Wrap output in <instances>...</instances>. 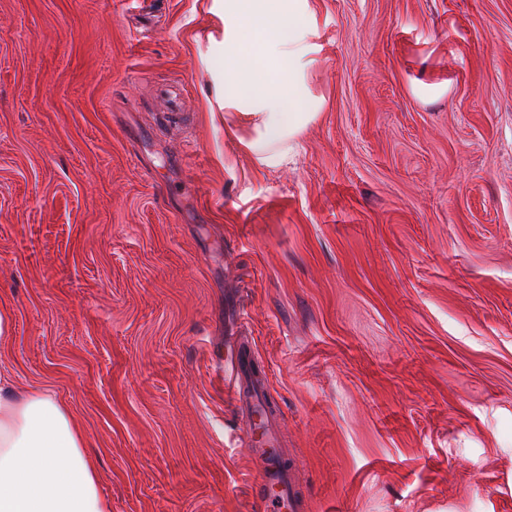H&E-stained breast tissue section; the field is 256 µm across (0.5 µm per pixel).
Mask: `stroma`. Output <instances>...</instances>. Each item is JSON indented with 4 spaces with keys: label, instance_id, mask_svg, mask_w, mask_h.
<instances>
[{
    "label": "stroma",
    "instance_id": "stroma-1",
    "mask_svg": "<svg viewBox=\"0 0 512 512\" xmlns=\"http://www.w3.org/2000/svg\"><path fill=\"white\" fill-rule=\"evenodd\" d=\"M309 3L319 114L258 171L211 0H0V372L112 512H259L236 326L301 512H512V0Z\"/></svg>",
    "mask_w": 512,
    "mask_h": 512
}]
</instances>
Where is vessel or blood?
I'll return each instance as SVG.
<instances>
[{
  "mask_svg": "<svg viewBox=\"0 0 512 512\" xmlns=\"http://www.w3.org/2000/svg\"><path fill=\"white\" fill-rule=\"evenodd\" d=\"M245 370L246 361L238 337H225L224 387L241 405L245 421L243 435L260 463L252 490L260 499L264 512H298L299 496L293 476L278 463V433L273 424L279 415L270 406L264 388L244 389Z\"/></svg>",
  "mask_w": 512,
  "mask_h": 512,
  "instance_id": "1",
  "label": "vessel or blood"
}]
</instances>
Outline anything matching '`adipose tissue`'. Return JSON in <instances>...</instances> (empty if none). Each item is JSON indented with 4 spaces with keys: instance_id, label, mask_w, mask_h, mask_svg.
I'll return each instance as SVG.
<instances>
[{
    "instance_id": "ef3b65f1",
    "label": "adipose tissue",
    "mask_w": 512,
    "mask_h": 512,
    "mask_svg": "<svg viewBox=\"0 0 512 512\" xmlns=\"http://www.w3.org/2000/svg\"><path fill=\"white\" fill-rule=\"evenodd\" d=\"M223 62L212 77L226 121L249 123L241 136L256 169L288 162L317 104L302 73L301 21L308 0H214ZM252 43H244L243 32ZM0 512H112L82 429L52 391L18 388L0 373Z\"/></svg>"
}]
</instances>
